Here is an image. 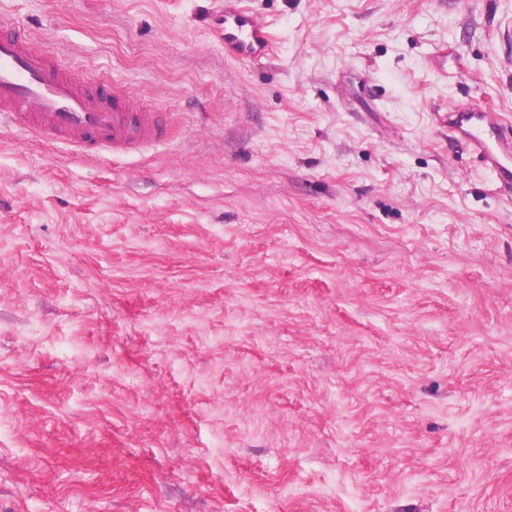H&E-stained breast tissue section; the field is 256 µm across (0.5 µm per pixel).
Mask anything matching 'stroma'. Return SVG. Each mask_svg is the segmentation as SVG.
<instances>
[{
    "instance_id": "35a3bbf8",
    "label": "stroma",
    "mask_w": 512,
    "mask_h": 512,
    "mask_svg": "<svg viewBox=\"0 0 512 512\" xmlns=\"http://www.w3.org/2000/svg\"><path fill=\"white\" fill-rule=\"evenodd\" d=\"M0 0L163 116L0 125V512H512V0ZM243 1L224 0L219 24L224 32L225 56L252 60L272 49L273 37L267 19L244 7ZM438 115L440 124L467 145L495 181L512 186V136L503 132L500 113L467 102L453 104L448 107V113Z\"/></svg>"
}]
</instances>
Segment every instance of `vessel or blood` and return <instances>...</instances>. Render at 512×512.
I'll return each mask as SVG.
<instances>
[{
	"label": "vessel or blood",
	"mask_w": 512,
	"mask_h": 512,
	"mask_svg": "<svg viewBox=\"0 0 512 512\" xmlns=\"http://www.w3.org/2000/svg\"><path fill=\"white\" fill-rule=\"evenodd\" d=\"M220 24L227 57L252 60L272 48L269 22L244 7L243 0H224ZM4 116L83 156L99 155L104 148L127 154L166 136L157 114L137 109L125 89L100 93L47 51L33 47L21 25L0 21V118ZM440 123L467 145L495 181L512 186V136L503 132L500 113L473 102L456 103L442 113Z\"/></svg>",
	"instance_id": "1"
}]
</instances>
